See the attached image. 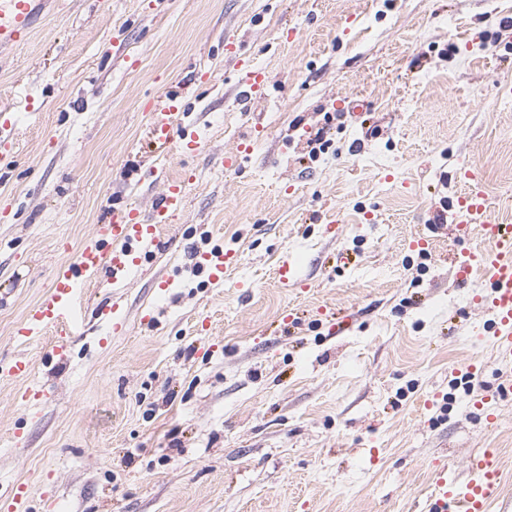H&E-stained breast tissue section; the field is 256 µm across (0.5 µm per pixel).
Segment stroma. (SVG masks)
Masks as SVG:
<instances>
[{"instance_id": "35a3bbf8", "label": "stroma", "mask_w": 512, "mask_h": 512, "mask_svg": "<svg viewBox=\"0 0 512 512\" xmlns=\"http://www.w3.org/2000/svg\"><path fill=\"white\" fill-rule=\"evenodd\" d=\"M242 58L263 76L246 112ZM173 88L197 151L150 138ZM7 119L0 370L33 372L0 377V499L24 482L29 512H425L438 471L492 448L491 512L512 506V369L473 334L489 314L481 273L455 281L454 221L431 227L463 168L512 224V0H60L0 57ZM171 179L184 210L122 287L85 286L66 359L17 340L54 268ZM204 232L232 255L219 287L191 273ZM471 361L481 409L455 374Z\"/></svg>"}]
</instances>
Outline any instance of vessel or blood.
Segmentation results:
<instances>
[{
  "mask_svg": "<svg viewBox=\"0 0 512 512\" xmlns=\"http://www.w3.org/2000/svg\"><path fill=\"white\" fill-rule=\"evenodd\" d=\"M50 0H0V53H6L28 41L35 20ZM262 77L249 72L237 93L242 108H249L261 93ZM183 107L179 94L169 92L153 107L150 136L159 147L179 143L181 149L198 150L196 133L180 128L177 115ZM461 178L464 192L449 204L459 238L477 237L478 247L454 253L452 263L458 283H466L472 271H480L485 282L483 295L476 301L490 313L488 322L479 327L477 339L488 341L499 361L512 364V226L501 223L494 204L485 194L473 170ZM187 186L182 181H166L149 212L125 205L113 209L106 223L97 225L75 258L58 265L50 288L26 312L16 336L28 341L52 333L58 343V355H65L67 340L78 327L80 290L98 273H106L112 286H120L145 265L148 249L157 241L160 225L169 223L184 208ZM197 265L210 283L224 282V252L215 249L196 255ZM470 477L460 481L448 472H440L430 496L429 512H490L497 495L500 471L496 458L489 453L474 458Z\"/></svg>",
  "mask_w": 512,
  "mask_h": 512,
  "instance_id": "vessel-or-blood-1",
  "label": "vessel or blood"
}]
</instances>
